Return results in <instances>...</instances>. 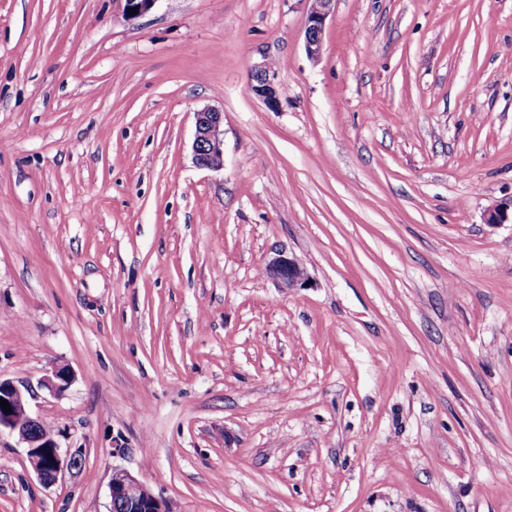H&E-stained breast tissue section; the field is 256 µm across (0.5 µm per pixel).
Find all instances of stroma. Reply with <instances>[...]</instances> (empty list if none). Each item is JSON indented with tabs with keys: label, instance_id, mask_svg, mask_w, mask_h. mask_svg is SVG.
<instances>
[{
	"label": "stroma",
	"instance_id": "obj_1",
	"mask_svg": "<svg viewBox=\"0 0 512 512\" xmlns=\"http://www.w3.org/2000/svg\"><path fill=\"white\" fill-rule=\"evenodd\" d=\"M306 14L0 0V378L69 368L30 412L85 450L46 486L0 437V512H108L116 467L171 512H512V0H336L316 61ZM276 76L275 69L271 65H265L255 69L249 81L250 90L271 107L277 103ZM195 133L192 143L193 163L202 169H224V113L206 107L194 114ZM267 270L285 288H300L309 280L305 266L282 251L271 259ZM72 382L71 372L61 367L55 369L51 375L44 377L40 381V388L51 396H59L68 389Z\"/></svg>",
	"mask_w": 512,
	"mask_h": 512
}]
</instances>
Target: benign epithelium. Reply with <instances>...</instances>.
Segmentation results:
<instances>
[{
	"mask_svg": "<svg viewBox=\"0 0 512 512\" xmlns=\"http://www.w3.org/2000/svg\"><path fill=\"white\" fill-rule=\"evenodd\" d=\"M123 15L138 18L149 12L157 0H120ZM308 2L304 48L307 56L317 61L322 56L323 32L326 19L333 13L335 0H306ZM137 12L130 13L128 9ZM276 71L270 65L255 69L250 75L249 88L269 106L277 103ZM195 133L192 143L193 163L202 169L224 170V113L206 107L194 113ZM512 222V198L491 206L484 215L489 225ZM268 273L285 288H300L309 280L305 266L297 259L279 252L268 264ZM73 382L71 372L63 367L40 381L41 390L59 396ZM33 391L25 386L0 379V399L8 401L10 410L0 408V437L8 434L27 448V459L38 479L46 486L62 480L66 474L80 470L84 453L80 448L62 446L53 431L42 428V420L29 413ZM108 512H170L167 503L146 485L121 468L112 469L110 505Z\"/></svg>",
	"mask_w": 512,
	"mask_h": 512,
	"instance_id": "1",
	"label": "benign epithelium"
}]
</instances>
